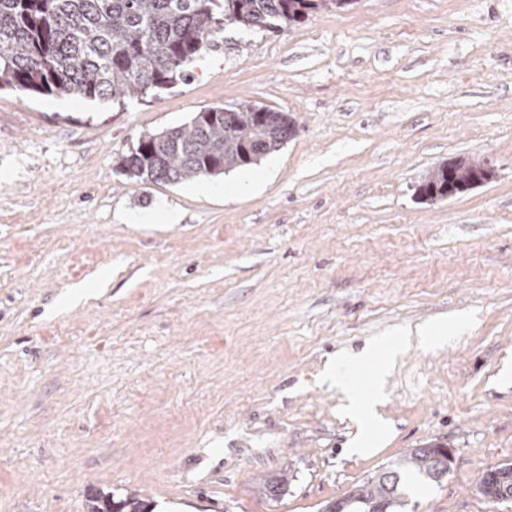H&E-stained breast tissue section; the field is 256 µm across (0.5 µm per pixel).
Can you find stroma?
Instances as JSON below:
<instances>
[{
	"label": "stroma",
	"mask_w": 512,
	"mask_h": 512,
	"mask_svg": "<svg viewBox=\"0 0 512 512\" xmlns=\"http://www.w3.org/2000/svg\"><path fill=\"white\" fill-rule=\"evenodd\" d=\"M187 70L120 106L0 93V512H321L427 443L455 462L406 512H512L477 492L512 463V0L229 25ZM244 103L295 120L260 190L124 175L143 135ZM459 158L492 178L419 199ZM392 340L359 454L327 369ZM147 505L134 495L115 500L112 496L93 498L89 512H146Z\"/></svg>",
	"instance_id": "35a3bbf8"
}]
</instances>
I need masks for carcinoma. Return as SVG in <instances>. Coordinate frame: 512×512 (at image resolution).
I'll return each mask as SVG.
<instances>
[{
	"mask_svg": "<svg viewBox=\"0 0 512 512\" xmlns=\"http://www.w3.org/2000/svg\"><path fill=\"white\" fill-rule=\"evenodd\" d=\"M352 0H0V90L73 98L148 96L187 77L186 66L203 43L236 24L278 31L327 6ZM294 132L290 114L245 103L212 107L183 125L148 135L123 160L137 181L173 185L255 164ZM424 200L448 196L443 166L418 186ZM438 446L413 448L327 512H396L401 473L443 479ZM494 501L512 496V468L485 472L477 487ZM90 512H147L128 495L92 500Z\"/></svg>",
	"mask_w": 512,
	"mask_h": 512,
	"instance_id": "obj_1",
	"label": "carcinoma"
}]
</instances>
